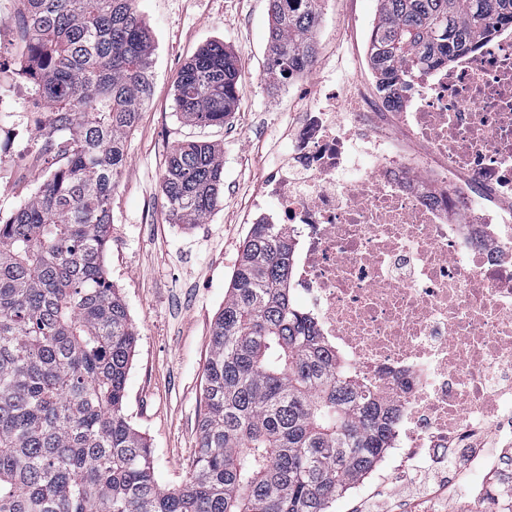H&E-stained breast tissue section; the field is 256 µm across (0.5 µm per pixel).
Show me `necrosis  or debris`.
Wrapping results in <instances>:
<instances>
[{"label": "necrosis or debris", "instance_id": "necrosis-or-debris-1", "mask_svg": "<svg viewBox=\"0 0 512 512\" xmlns=\"http://www.w3.org/2000/svg\"><path fill=\"white\" fill-rule=\"evenodd\" d=\"M250 206L298 248L292 294L338 362L377 382L404 441L466 449L457 489L490 512L512 443V36L412 75L397 95L318 86Z\"/></svg>", "mask_w": 512, "mask_h": 512}]
</instances>
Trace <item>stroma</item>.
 I'll return each mask as SVG.
<instances>
[{
	"label": "stroma",
	"mask_w": 512,
	"mask_h": 512,
	"mask_svg": "<svg viewBox=\"0 0 512 512\" xmlns=\"http://www.w3.org/2000/svg\"><path fill=\"white\" fill-rule=\"evenodd\" d=\"M155 50L154 92L129 135L127 160L112 191V226L105 264L138 333L126 384L124 412L147 439L161 485L188 475L204 411V373L211 327L250 226L247 212L265 173L282 159L284 131L307 97L273 87L266 72L267 0H137ZM377 0H325L316 32L318 76L337 85H373L367 46ZM219 41L239 61L242 93L223 125L192 126L174 105V80L202 46ZM17 133L15 147L0 152V217H9L42 181L43 140L24 91L0 128ZM212 144L224 167V205L208 223L167 220L161 178L178 143ZM399 475L372 471L333 502L330 512H371V503L396 496L398 512H419L399 494Z\"/></svg>",
	"instance_id": "35a3bbf8"
}]
</instances>
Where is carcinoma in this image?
Masks as SVG:
<instances>
[{
  "mask_svg": "<svg viewBox=\"0 0 512 512\" xmlns=\"http://www.w3.org/2000/svg\"><path fill=\"white\" fill-rule=\"evenodd\" d=\"M24 78L51 133L48 173L0 221V512H328L390 447L379 388L337 364L291 293L295 243L254 224L211 330L199 443L187 479L157 480L124 413L137 333L104 264L112 189L149 103L154 40L136 0H18ZM324 0H268L267 73L303 75ZM512 28V0H379L370 39L378 89L400 90ZM177 111L224 124L238 60L210 42L179 70ZM162 194L176 224L224 205L207 142L170 152Z\"/></svg>",
  "mask_w": 512,
  "mask_h": 512,
  "instance_id": "cac0c4a2",
  "label": "carcinoma"
}]
</instances>
